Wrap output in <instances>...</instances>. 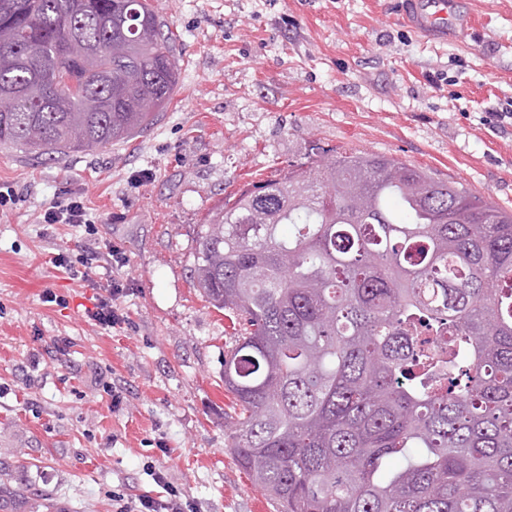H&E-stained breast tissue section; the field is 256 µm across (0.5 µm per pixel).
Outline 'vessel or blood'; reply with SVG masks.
Returning a JSON list of instances; mask_svg holds the SVG:
<instances>
[{
	"mask_svg": "<svg viewBox=\"0 0 512 512\" xmlns=\"http://www.w3.org/2000/svg\"><path fill=\"white\" fill-rule=\"evenodd\" d=\"M398 17L429 38L461 39L472 29L471 16L452 8L450 0H392Z\"/></svg>",
	"mask_w": 512,
	"mask_h": 512,
	"instance_id": "1",
	"label": "vessel or blood"
}]
</instances>
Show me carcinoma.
<instances>
[{
	"mask_svg": "<svg viewBox=\"0 0 512 512\" xmlns=\"http://www.w3.org/2000/svg\"><path fill=\"white\" fill-rule=\"evenodd\" d=\"M151 0H0V143L95 152L179 69ZM191 278L238 324L229 447L278 512H512V212L318 145L224 198Z\"/></svg>",
	"mask_w": 512,
	"mask_h": 512,
	"instance_id": "cac0c4a2",
	"label": "carcinoma"
}]
</instances>
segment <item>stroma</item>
Here are the masks:
<instances>
[{"instance_id": "35a3bbf8", "label": "stroma", "mask_w": 512, "mask_h": 512, "mask_svg": "<svg viewBox=\"0 0 512 512\" xmlns=\"http://www.w3.org/2000/svg\"><path fill=\"white\" fill-rule=\"evenodd\" d=\"M466 3L472 35L441 44L390 0H153L180 88L152 128L54 160L0 144V184L18 195L0 211V512H113L119 495L163 496L159 472L196 512H277L227 446L235 332L189 278L196 233L225 195L315 144L396 158L512 210V125L486 120L512 104V0ZM66 191L127 255L129 325H94L93 290L51 264L84 243V229L45 239L34 222Z\"/></svg>"}]
</instances>
